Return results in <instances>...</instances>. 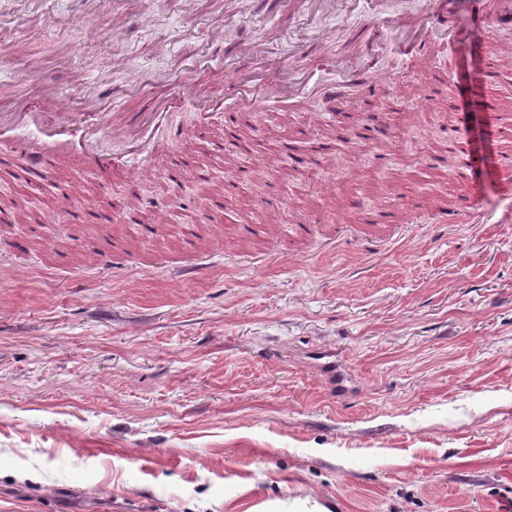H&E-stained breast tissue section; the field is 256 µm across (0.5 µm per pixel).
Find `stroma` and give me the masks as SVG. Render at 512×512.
<instances>
[{
    "mask_svg": "<svg viewBox=\"0 0 512 512\" xmlns=\"http://www.w3.org/2000/svg\"><path fill=\"white\" fill-rule=\"evenodd\" d=\"M471 2L0 0V211L34 207L0 234V512H512V22L479 39ZM253 45L304 89L239 116V174L214 75ZM357 66L392 75L322 112ZM47 88L163 117L144 154L60 157ZM134 191L162 220H127ZM468 194L479 222L431 223Z\"/></svg>",
    "mask_w": 512,
    "mask_h": 512,
    "instance_id": "stroma-1",
    "label": "stroma"
}]
</instances>
